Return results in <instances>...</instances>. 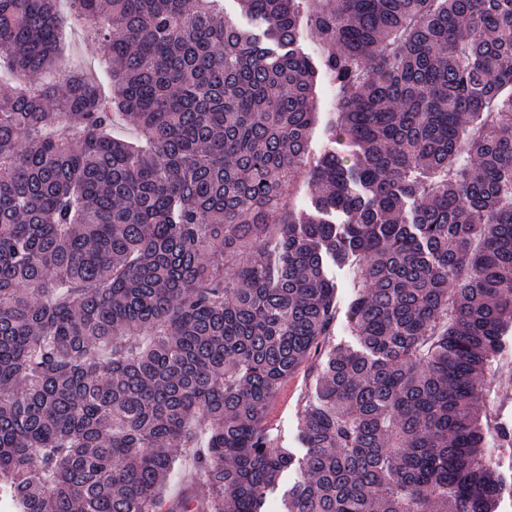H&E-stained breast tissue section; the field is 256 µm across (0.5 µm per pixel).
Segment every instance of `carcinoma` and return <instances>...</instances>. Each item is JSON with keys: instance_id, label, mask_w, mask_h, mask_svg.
Here are the masks:
<instances>
[{"instance_id": "1", "label": "carcinoma", "mask_w": 512, "mask_h": 512, "mask_svg": "<svg viewBox=\"0 0 512 512\" xmlns=\"http://www.w3.org/2000/svg\"><path fill=\"white\" fill-rule=\"evenodd\" d=\"M0 0V499L14 512H499L512 0ZM69 25L111 83H41ZM323 46L320 67L299 51ZM333 140L309 158L318 77ZM139 141L113 134L117 119ZM314 210L281 207L303 168ZM360 270L297 458L268 416ZM179 448L203 494L164 495ZM331 276L335 278L338 285L337 295L340 302V312L331 331V336H327V345H353L354 336H351L349 331L346 311L348 303L355 293L359 273L356 267L351 265L344 267L336 266L331 269ZM501 354L496 367L497 374L486 403L493 427L512 426V359ZM511 375V376H510Z\"/></svg>"}]
</instances>
